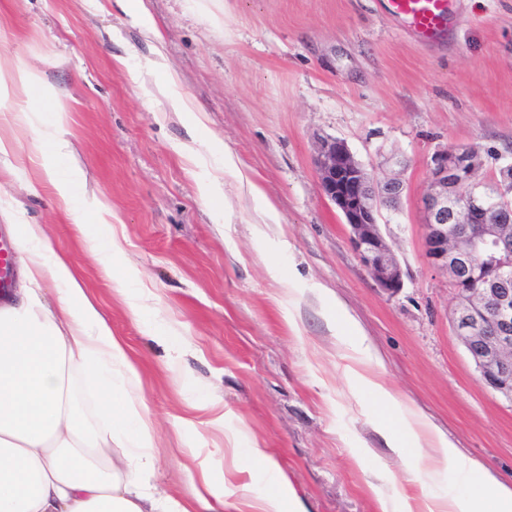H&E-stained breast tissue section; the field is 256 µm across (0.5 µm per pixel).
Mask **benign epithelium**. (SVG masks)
Returning a JSON list of instances; mask_svg holds the SVG:
<instances>
[{
	"label": "benign epithelium",
	"mask_w": 512,
	"mask_h": 512,
	"mask_svg": "<svg viewBox=\"0 0 512 512\" xmlns=\"http://www.w3.org/2000/svg\"><path fill=\"white\" fill-rule=\"evenodd\" d=\"M477 159L470 146L433 154L430 189L421 199L424 251L456 290L452 322L480 378L512 403V187L463 190ZM315 163L320 190L345 218L361 263L379 288L398 293L405 272L379 219L399 209L403 180L373 178L338 138L319 143Z\"/></svg>",
	"instance_id": "7a95c632"
}]
</instances>
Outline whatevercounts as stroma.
<instances>
[{"label":"stroma","instance_id":"35a3bbf8","mask_svg":"<svg viewBox=\"0 0 512 512\" xmlns=\"http://www.w3.org/2000/svg\"><path fill=\"white\" fill-rule=\"evenodd\" d=\"M140 7L152 29L116 0H0V66L34 69L69 111V162L139 283L117 292L77 230L39 163V129L15 121L30 98L20 89L0 103V137L15 145L0 163L12 206L0 236L15 210L43 225L124 342L155 424L154 483L191 499L182 451L199 440L215 479L253 499L286 477L307 512H403L404 492L419 484L438 498L465 493L447 467L406 464L385 446L379 427L414 411L512 484V403L482 382L455 334L456 293L427 262L419 208L437 150L476 146L478 183L512 162V0H450L456 22L430 43L383 0ZM172 80L190 111L172 107ZM324 137L344 140L374 178L397 173L406 185L382 228L406 272L396 295L378 288L319 188ZM226 147L277 222L225 173ZM352 321L397 405L353 395ZM159 327L187 344L178 362ZM210 397L224 402L223 428L197 408ZM256 448L274 469L253 461Z\"/></svg>","mask_w":512,"mask_h":512}]
</instances>
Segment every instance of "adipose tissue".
<instances>
[{
  "label": "adipose tissue",
  "instance_id": "ef3b65f1",
  "mask_svg": "<svg viewBox=\"0 0 512 512\" xmlns=\"http://www.w3.org/2000/svg\"><path fill=\"white\" fill-rule=\"evenodd\" d=\"M23 119L47 121L42 166L62 199L81 196L79 172L64 164L72 148L62 134L63 108L27 112ZM83 216L98 225L93 251L117 291H124L137 274L114 267L123 254L117 236L97 202L87 203ZM13 235L17 285L0 299V512H223L224 484L206 467L190 474L201 485L193 504L158 490L152 420L141 374L123 341L42 225L16 224ZM47 278L57 286V301L46 296ZM355 348L360 356L347 365L349 378L380 404L397 403L363 337H356ZM384 437L402 457L412 447L432 449L435 461L470 487L463 496L406 503L405 512H512V485L427 422L403 418L401 431Z\"/></svg>",
  "mask_w": 512,
  "mask_h": 512
}]
</instances>
